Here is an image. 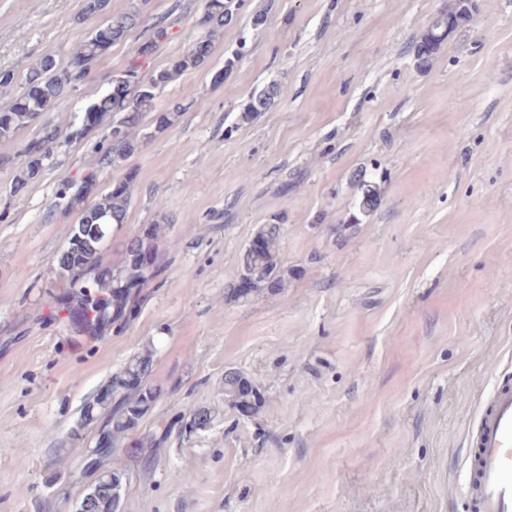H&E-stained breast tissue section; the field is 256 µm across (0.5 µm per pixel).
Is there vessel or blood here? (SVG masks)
I'll list each match as a JSON object with an SVG mask.
<instances>
[{"label": "vessel or blood", "instance_id": "obj_1", "mask_svg": "<svg viewBox=\"0 0 512 512\" xmlns=\"http://www.w3.org/2000/svg\"><path fill=\"white\" fill-rule=\"evenodd\" d=\"M466 493L473 512H512V383L496 382L481 414Z\"/></svg>", "mask_w": 512, "mask_h": 512}]
</instances>
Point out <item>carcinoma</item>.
I'll list each match as a JSON object with an SVG mask.
<instances>
[{
  "label": "carcinoma",
  "mask_w": 512,
  "mask_h": 512,
  "mask_svg": "<svg viewBox=\"0 0 512 512\" xmlns=\"http://www.w3.org/2000/svg\"><path fill=\"white\" fill-rule=\"evenodd\" d=\"M454 11L441 10L435 24L421 34L417 60L422 68L432 64L441 45L448 38V27H457L471 18L470 0H456ZM147 0H129L116 10L112 0H83L82 18L99 16L103 23L74 46L66 64L52 53H45L26 68V88L8 109L0 111V141H10L16 133L38 124V136L25 144L18 157V174L13 178L10 194L25 191L49 165L54 149L68 147L90 134L100 135L97 144L99 165L119 170L153 133L140 134L144 117L156 111L160 91L185 71L207 64L210 48L224 25L233 20L234 0H205L198 21L202 35L188 44L182 54L170 59L166 67L152 69L149 60L154 52L174 36L179 17L167 15L146 29L136 55L126 68L108 79V87L75 114L66 130L53 122L50 112L57 104L75 96L93 79V67L112 47L123 41L142 23L141 14ZM277 84L267 85L240 112L244 123L271 108L278 98ZM197 105L196 100L178 102L155 118V131L173 124L179 114ZM130 175L112 182V188H99L97 171L67 181L55 193L43 220L50 223L58 214L75 218L67 246L57 257L62 291L57 312L65 311V320L81 330L99 333L108 326L123 322L135 314L140 291L163 273V263L156 246L157 228L126 237L111 238V228L124 224L132 198ZM259 248L244 251L240 258L238 282L231 285L238 300H249L265 290L282 291L285 280L278 270V247L281 225L265 224L256 233ZM154 349L145 347L112 377L104 392L83 404L80 426L96 429L90 465L84 470L94 477L98 491L83 495L84 512H114L112 488H124L127 473L112 467V458L121 451L125 435L151 409L156 392L147 384ZM224 395L234 407L253 408L255 391L252 383L236 370L224 373Z\"/></svg>",
  "instance_id": "obj_1"
}]
</instances>
